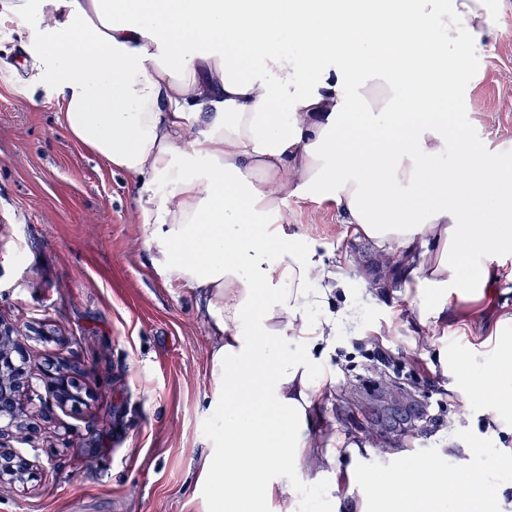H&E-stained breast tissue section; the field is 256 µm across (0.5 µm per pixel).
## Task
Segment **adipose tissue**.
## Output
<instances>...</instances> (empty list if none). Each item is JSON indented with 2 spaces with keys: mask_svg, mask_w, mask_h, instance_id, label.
<instances>
[{
  "mask_svg": "<svg viewBox=\"0 0 512 512\" xmlns=\"http://www.w3.org/2000/svg\"><path fill=\"white\" fill-rule=\"evenodd\" d=\"M512 0H0L37 17L26 48L59 97L67 134L136 182L148 263L187 288L211 328L224 414L197 474L210 512H295L303 478L335 473L312 430L324 378L313 351L336 334L339 274L276 219L288 197L333 199L343 223L390 256L420 316L478 299L512 248V151L474 146L435 105L464 80ZM366 134L357 138L354 127ZM458 161L444 164L449 146ZM496 372L458 359L460 392L512 427V313ZM390 460L353 512H512L505 460Z\"/></svg>",
  "mask_w": 512,
  "mask_h": 512,
  "instance_id": "ef3b65f1",
  "label": "adipose tissue"
}]
</instances>
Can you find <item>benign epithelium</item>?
<instances>
[{"label":"benign epithelium","mask_w":512,"mask_h":512,"mask_svg":"<svg viewBox=\"0 0 512 512\" xmlns=\"http://www.w3.org/2000/svg\"><path fill=\"white\" fill-rule=\"evenodd\" d=\"M35 378L43 384L40 401L61 410L75 402L70 373L63 370L39 372L27 343L14 336L12 329L0 325V440L21 428V420L14 408L21 405L23 391L34 390ZM29 467L30 462L15 452L8 461L0 458V481L14 479Z\"/></svg>","instance_id":"1"}]
</instances>
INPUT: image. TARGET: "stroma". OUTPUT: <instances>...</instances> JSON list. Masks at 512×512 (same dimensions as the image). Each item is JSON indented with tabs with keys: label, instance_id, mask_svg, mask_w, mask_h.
<instances>
[{
	"label": "stroma",
	"instance_id": "stroma-1",
	"mask_svg": "<svg viewBox=\"0 0 512 512\" xmlns=\"http://www.w3.org/2000/svg\"><path fill=\"white\" fill-rule=\"evenodd\" d=\"M37 35L33 18L0 23V321L29 340L44 370L68 369L83 401L31 412L29 442L6 439L21 454L33 444L41 453L26 483L0 484V512H206L196 472L224 429L210 409V327L190 292L149 266L132 179L73 141L55 97L37 85L22 50ZM466 70L465 86L443 107L449 125L512 148V12ZM281 220L288 235L343 268L315 422L323 445L355 446L341 466L358 461L365 475L387 453L426 458L462 434L475 467L485 449L512 448V432L484 430L482 402L463 398L442 364L458 352L474 373L492 368L496 321L512 309V250L498 256L503 277L484 297L449 298L440 321H423L393 281L368 288L379 256L332 200L289 197ZM371 343L417 354L391 370L406 398L376 387ZM410 399L430 405L436 426L409 432L394 423ZM359 492V481L329 478L301 488L296 512L352 502Z\"/></svg>",
	"mask_w": 512,
	"mask_h": 512
}]
</instances>
